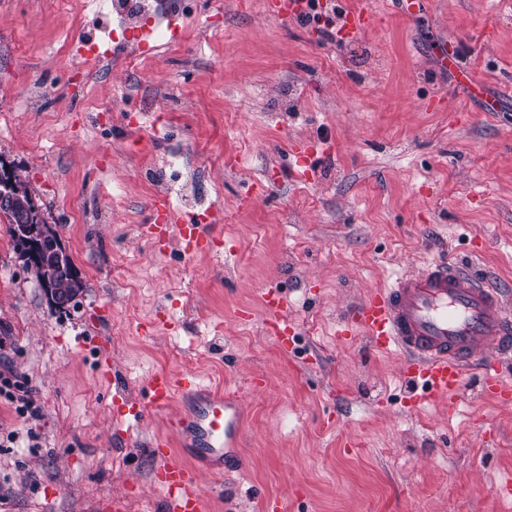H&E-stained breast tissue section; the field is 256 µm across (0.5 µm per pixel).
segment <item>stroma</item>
I'll list each match as a JSON object with an SVG mask.
<instances>
[{
	"label": "stroma",
	"mask_w": 512,
	"mask_h": 512,
	"mask_svg": "<svg viewBox=\"0 0 512 512\" xmlns=\"http://www.w3.org/2000/svg\"><path fill=\"white\" fill-rule=\"evenodd\" d=\"M81 2L0 0V158L86 284L51 309L0 221V372L27 377L41 408L27 423L0 396V512H163L146 444L181 404L141 422L117 409L186 370L245 405V469L200 479L211 512H512L496 493L512 403L472 371L456 415L406 408L403 354L336 334L356 302L444 257L494 278L512 314V0H331L330 38L264 0H191L178 40L93 63L81 43L110 36ZM360 7L377 21L342 37ZM450 41L495 111L438 69ZM298 143L315 152L304 180ZM182 173L196 203L176 211L203 215L209 249L145 234ZM270 289L288 300L287 355Z\"/></svg>",
	"instance_id": "obj_1"
}]
</instances>
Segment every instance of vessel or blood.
Instances as JSON below:
<instances>
[{
  "label": "vessel or blood",
  "mask_w": 512,
  "mask_h": 512,
  "mask_svg": "<svg viewBox=\"0 0 512 512\" xmlns=\"http://www.w3.org/2000/svg\"><path fill=\"white\" fill-rule=\"evenodd\" d=\"M441 65L456 72L458 85L468 95L483 92V84L460 68L455 53L443 52ZM173 227L193 249L205 246L202 225L179 223L166 199H156L152 222L145 227L148 239L162 243ZM503 294L492 278L476 277L461 263L440 259L370 293L346 311L341 326L346 333L363 332L373 348L401 351L407 393L427 403L446 402L454 415L462 376L469 368L482 374L485 395L502 403L512 401V383L504 380L500 362L501 357L512 355V317L505 310ZM265 307L271 323L280 327L276 341L281 351L289 352L292 338L286 329L284 298L268 292ZM148 392L147 404L128 406L129 416L145 420L178 397L194 403L192 412L172 423L183 445L192 449V461H184L165 438H155L148 445L157 462L154 480L165 493L166 512H209L201 476L224 477L245 467L241 399L212 392L191 373H155Z\"/></svg>",
  "instance_id": "vessel-or-blood-1"
}]
</instances>
